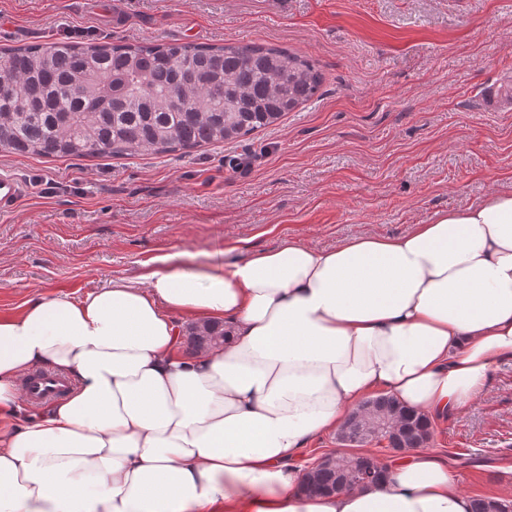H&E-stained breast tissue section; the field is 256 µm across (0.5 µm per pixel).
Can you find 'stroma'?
<instances>
[{
    "mask_svg": "<svg viewBox=\"0 0 512 512\" xmlns=\"http://www.w3.org/2000/svg\"><path fill=\"white\" fill-rule=\"evenodd\" d=\"M254 42L313 59L317 96L220 147L112 157L0 153L29 185L0 215V315L81 298L164 255L224 264L295 239L398 236L512 188V0H0V47ZM430 450L471 496L512 499V360L434 422Z\"/></svg>",
    "mask_w": 512,
    "mask_h": 512,
    "instance_id": "35a3bbf8",
    "label": "stroma"
}]
</instances>
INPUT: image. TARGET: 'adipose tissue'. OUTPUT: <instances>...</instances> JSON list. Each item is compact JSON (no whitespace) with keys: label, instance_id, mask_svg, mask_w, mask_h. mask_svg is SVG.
I'll use <instances>...</instances> for the list:
<instances>
[{"label":"adipose tissue","instance_id":"1","mask_svg":"<svg viewBox=\"0 0 512 512\" xmlns=\"http://www.w3.org/2000/svg\"><path fill=\"white\" fill-rule=\"evenodd\" d=\"M224 327L187 355L178 319ZM512 360V189L406 234L291 240L223 269L165 257L138 280L0 317V512H471L428 451L309 495L293 460L382 392L437 421ZM38 368L69 394L10 421Z\"/></svg>","mask_w":512,"mask_h":512}]
</instances>
